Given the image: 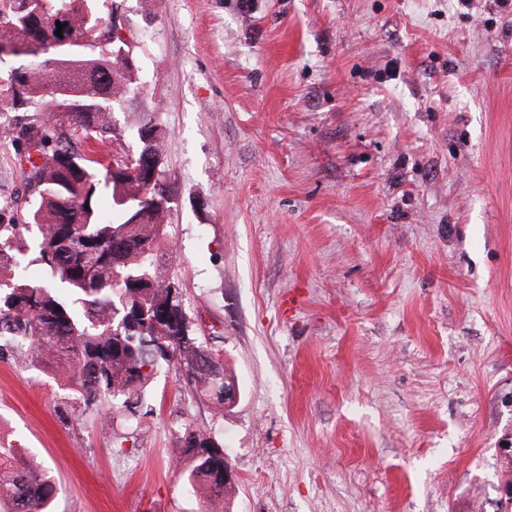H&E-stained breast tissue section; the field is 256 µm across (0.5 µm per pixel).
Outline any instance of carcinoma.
<instances>
[{"mask_svg": "<svg viewBox=\"0 0 512 512\" xmlns=\"http://www.w3.org/2000/svg\"><path fill=\"white\" fill-rule=\"evenodd\" d=\"M114 0H0L19 46L30 39L57 45L50 61L21 50L27 63L0 79V99L18 110L53 100L68 108L25 133L39 136L41 159L28 179L37 197L26 220L0 224V348L30 363L57 362L68 386L109 424L133 415L149 380L173 370L218 409L235 385L222 355L192 333L183 294L162 276L164 215L149 208L129 224L128 208L146 192L142 173H112L107 144L115 130L112 106L127 95L134 60L112 50ZM64 24L63 37L55 35ZM80 134L75 146L66 130ZM134 159L162 152L159 127L145 117L136 131ZM36 228L34 262L43 276L20 272L24 233ZM177 467L188 485L222 499L220 442L183 423L176 428ZM58 489L45 466L13 448H0V506L49 512Z\"/></svg>", "mask_w": 512, "mask_h": 512, "instance_id": "carcinoma-1", "label": "carcinoma"}]
</instances>
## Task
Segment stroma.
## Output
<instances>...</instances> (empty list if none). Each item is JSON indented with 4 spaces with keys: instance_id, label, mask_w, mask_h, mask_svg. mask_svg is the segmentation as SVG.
Returning <instances> with one entry per match:
<instances>
[{
    "instance_id": "stroma-1",
    "label": "stroma",
    "mask_w": 512,
    "mask_h": 512,
    "mask_svg": "<svg viewBox=\"0 0 512 512\" xmlns=\"http://www.w3.org/2000/svg\"><path fill=\"white\" fill-rule=\"evenodd\" d=\"M154 114L166 278L232 373L224 410L157 373L101 426L57 366L0 351V445L53 512H206L172 464L213 433L232 512H512V6L501 0H124ZM0 100V220L27 213Z\"/></svg>"
}]
</instances>
